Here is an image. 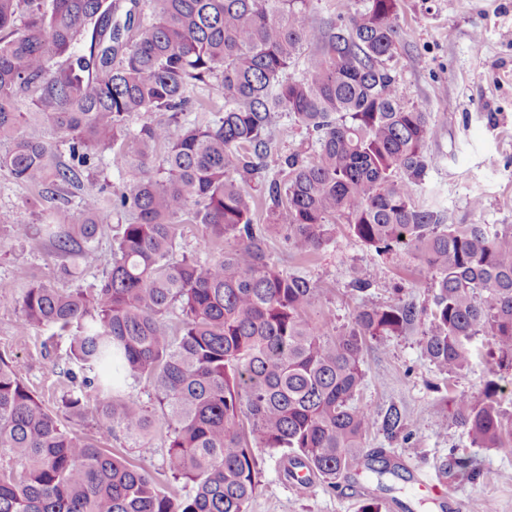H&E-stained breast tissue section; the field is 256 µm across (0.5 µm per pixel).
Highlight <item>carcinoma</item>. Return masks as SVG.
<instances>
[{
  "label": "carcinoma",
  "mask_w": 512,
  "mask_h": 512,
  "mask_svg": "<svg viewBox=\"0 0 512 512\" xmlns=\"http://www.w3.org/2000/svg\"><path fill=\"white\" fill-rule=\"evenodd\" d=\"M0 0V170L52 202L105 152L117 168L151 161L158 175L119 182L105 201L84 187L79 208L39 224H13L18 238L48 243L70 274L87 256L104 203L126 212L112 266L99 287L64 292L29 279L19 298L23 328L72 334L73 386L65 411L95 402L102 426L149 435L155 421L124 395L150 380L166 424L165 476L144 470L60 428L58 415L0 358V512H247L259 486L254 449L280 450L312 476L352 472L382 480L384 449L363 447L379 426L393 439L400 410L358 402L363 349L420 321L407 303L367 306L332 336L330 312L315 322L319 289L288 274L266 250L249 181L265 189L267 223L286 218V240L307 257L331 240L338 220L378 253L413 245L435 288L424 352L444 374L469 367L473 337L494 339L512 362V225L445 224L416 201L433 163L431 113L396 95L392 62L403 39L397 0H366L337 21L315 22L310 0ZM310 51L299 75L289 70ZM224 100L211 123L181 122L198 84ZM31 92V111L17 106ZM134 112L165 119L143 125L139 149L118 148ZM284 113L315 135L312 155H278L271 125ZM38 116L68 144L64 161L20 133ZM189 215L216 242L205 264L175 258L178 224ZM354 273L351 290L371 288ZM176 318H171V315ZM497 389L454 399V419L477 448L512 455V414Z\"/></svg>",
  "instance_id": "1"
}]
</instances>
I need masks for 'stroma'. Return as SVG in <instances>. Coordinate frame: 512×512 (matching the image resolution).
<instances>
[{
	"mask_svg": "<svg viewBox=\"0 0 512 512\" xmlns=\"http://www.w3.org/2000/svg\"><path fill=\"white\" fill-rule=\"evenodd\" d=\"M404 39L394 61L397 94L403 104L432 115L428 150L434 161L416 194L421 202H437L448 224H512V0H399ZM156 164L116 168L103 156L84 177V185L111 195L118 182H134L155 174ZM44 205L37 187L17 182L0 171V210L13 223L32 224ZM102 230L88 246L76 274L62 273V258L46 245L15 237L13 224H0V357L16 366L27 386L50 408L57 409L65 389L58 366L69 352V338L43 349L46 329L23 330L18 305L21 294L15 274L23 269L36 281L64 290H86L110 269L112 247L125 216L104 209ZM266 246L280 268L311 279L320 290L317 310H331L337 329L346 328L364 305L401 301L424 309L430 304V276L414 250L389 255L352 237L346 224L332 227L331 242L308 259L289 249L285 232L272 229ZM177 253L200 262L218 256L204 225L183 216ZM375 273L370 290L353 295L349 283L357 269ZM424 323L397 336L370 341L363 355L366 381L361 402L377 411L396 406L404 429L387 439L376 427L365 436L366 448L384 449L395 472L383 482L323 478L300 485L286 478L280 453L256 449L259 486L248 512H360L363 501L376 500L381 512H512V456L471 446L453 418V399L465 393L483 395L496 382L499 401L512 413V366L501 362L492 337L479 336L473 345L480 356L458 375H444L423 350ZM62 426L110 453L163 479L168 491L177 485L164 480V437L142 439L121 428L103 429L95 410L76 417L59 411ZM150 453H142L143 444ZM470 455L477 478L463 476L451 465L452 450Z\"/></svg>",
	"mask_w": 512,
	"mask_h": 512,
	"instance_id": "35a3bbf8",
	"label": "stroma"
}]
</instances>
